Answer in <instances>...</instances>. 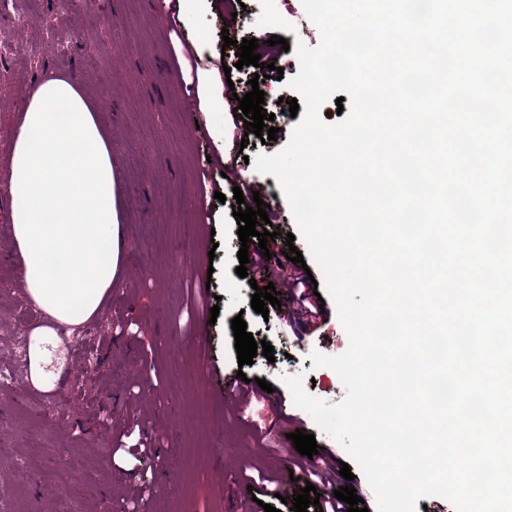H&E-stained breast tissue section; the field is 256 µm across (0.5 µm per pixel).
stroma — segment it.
Wrapping results in <instances>:
<instances>
[{"label": "stroma", "instance_id": "obj_1", "mask_svg": "<svg viewBox=\"0 0 512 512\" xmlns=\"http://www.w3.org/2000/svg\"><path fill=\"white\" fill-rule=\"evenodd\" d=\"M243 2L232 17L206 0L185 23L176 0H97L77 11L52 0H0V84L8 88L0 148L11 141L33 83L74 74L112 139L124 253L107 312L56 348L72 362L91 355V371H74L46 411L26 391L27 368L14 367V385L0 386V503L8 512H98L103 501L112 512H235L239 488L258 474L277 478L296 467L300 455L286 437L296 430L314 435L313 464H330L335 486L345 483L339 469L348 453L294 405L283 382L302 374L308 393L331 404L345 396L338 375L311 359L315 350L338 355L348 347L324 276L317 264L283 261L275 283L280 306L255 313L250 282L263 273L252 265L247 277L236 274L241 243L232 207L202 193L207 180L227 192L238 181L252 183L268 205L275 252L285 251L289 232L296 249L307 251L276 178L258 172L252 159L288 144L297 121L278 100L295 96L287 86L299 72L292 47L318 46L320 32L302 0ZM274 35L288 44L267 53L283 76L261 85L278 129L264 142L233 123L256 69H236V51L223 40ZM226 155L236 176L225 181L219 160ZM148 232L155 243L147 251L141 240ZM18 258L11 209L0 206V371L36 318L15 289ZM208 268L203 290L198 275ZM307 270L324 306L311 321L291 287ZM237 316L255 340L271 343L273 359L239 365L231 328ZM239 372L271 383L272 402L239 413L236 400L224 397L225 376ZM130 421L148 433L152 452L110 456V438ZM22 468L24 482L17 479Z\"/></svg>", "mask_w": 512, "mask_h": 512}]
</instances>
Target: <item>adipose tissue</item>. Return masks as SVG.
Returning <instances> with one entry per match:
<instances>
[{"label": "adipose tissue", "mask_w": 512, "mask_h": 512, "mask_svg": "<svg viewBox=\"0 0 512 512\" xmlns=\"http://www.w3.org/2000/svg\"><path fill=\"white\" fill-rule=\"evenodd\" d=\"M57 106L66 109L65 122L54 121ZM8 167L26 295L47 316L29 332V376L49 391L45 365L60 325L77 327L98 313L122 259L112 141L79 85L51 75L31 88Z\"/></svg>", "instance_id": "obj_1"}]
</instances>
